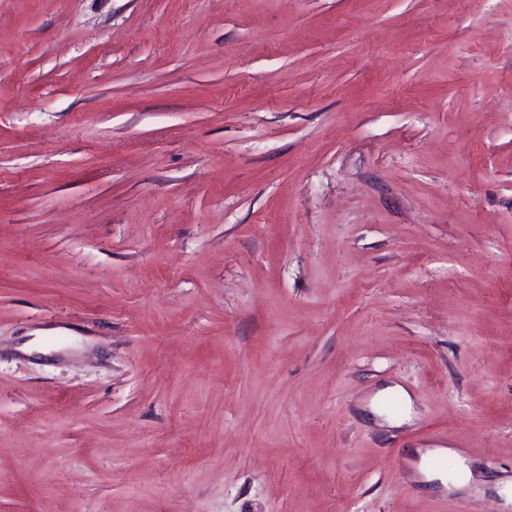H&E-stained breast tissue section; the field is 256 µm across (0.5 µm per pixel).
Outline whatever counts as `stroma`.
<instances>
[{
    "mask_svg": "<svg viewBox=\"0 0 512 512\" xmlns=\"http://www.w3.org/2000/svg\"><path fill=\"white\" fill-rule=\"evenodd\" d=\"M511 479L512 0H0V512Z\"/></svg>",
    "mask_w": 512,
    "mask_h": 512,
    "instance_id": "1",
    "label": "stroma"
}]
</instances>
